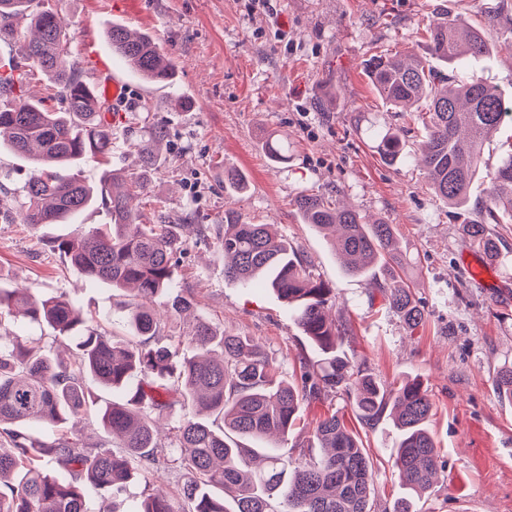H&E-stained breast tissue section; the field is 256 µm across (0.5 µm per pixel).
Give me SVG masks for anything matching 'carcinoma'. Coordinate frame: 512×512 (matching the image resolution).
<instances>
[{"mask_svg":"<svg viewBox=\"0 0 512 512\" xmlns=\"http://www.w3.org/2000/svg\"><path fill=\"white\" fill-rule=\"evenodd\" d=\"M29 21L33 36L21 57L0 55V148L34 163L19 190L18 206H0V219L18 220L36 229L67 224L96 201L111 223L71 238L50 240L47 251L87 279L114 290L134 292L127 327L136 341L108 336L64 297L34 298L28 288L0 289V309L35 323H46L74 345L72 358L51 356L39 339L0 335V512H86L85 496L100 495V512H120L119 498L136 475L171 469L185 480L177 496L155 494L139 512H376L372 465L359 435L333 413L317 421L310 448L316 456L297 459L270 453L265 466L248 468V444L275 448L293 430L301 405L342 392L353 400L366 426L390 412L400 432L393 467L402 493L385 512H416L413 501L433 487L443 462L429 428L433 402L419 381L389 385L353 364L337 346L345 327L330 320L335 289L309 270L307 261L270 224H254L237 211L224 212V223L206 226L224 251V276L248 285L266 276L291 311L303 335L319 351L318 360L299 358L300 375L291 381L270 364L265 350L247 336L224 333L198 318L192 328L161 343L154 305L161 300L177 315L193 309L194 297L176 287L174 268L198 232L194 224H172L157 208L152 223L132 203L148 197L152 174L162 158L166 128L147 118L138 130L136 172L105 173L102 196L63 167L89 157L112 156V104L89 93L82 68L68 62L73 36L49 0H0V44L8 47L18 23ZM428 58L399 59L374 54L365 71L382 101L407 111L421 100L426 141L415 156L431 190L462 219L470 242L495 262L502 243L488 225L498 213H512V152L486 173L488 188L479 219L472 220L470 188L482 176L481 150L487 134L512 115L504 92L476 73L465 80L432 65L467 67L483 59L488 47L482 28L437 14L426 25ZM112 52L143 78L158 84L174 79V68L146 34L114 25L107 32ZM54 88L53 108L28 94L35 72ZM379 153L389 163L404 162L403 130L376 134ZM270 160L288 162V148L274 137L266 143ZM244 174L227 169L224 184L234 192L246 187ZM295 206L303 223L324 231L341 226L331 242L344 269L362 276L373 267L385 272L379 284L389 304L410 329L423 310L411 287L395 280L401 261L394 225L369 224L356 211L338 207L318 194L302 193ZM104 388L125 391L129 399L101 411L111 443H84L68 427L96 406L84 378ZM499 398L512 402V363L494 376ZM165 411L174 425L169 442L156 437L152 413ZM222 417L215 428L202 413ZM57 429L50 440L26 433L30 422Z\"/></svg>","mask_w":512,"mask_h":512,"instance_id":"cac0c4a2","label":"carcinoma"}]
</instances>
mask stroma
Returning a JSON list of instances; mask_svg holds the SVG:
<instances>
[{
	"instance_id": "obj_1",
	"label": "stroma",
	"mask_w": 512,
	"mask_h": 512,
	"mask_svg": "<svg viewBox=\"0 0 512 512\" xmlns=\"http://www.w3.org/2000/svg\"><path fill=\"white\" fill-rule=\"evenodd\" d=\"M74 33L73 62L93 79L100 64L128 86L125 110L112 122V165L137 168L133 106L144 103L167 130L165 159L152 178L151 219L160 202L175 224H220L235 208L256 224H271L307 259L315 277L336 292L331 315L348 332L340 349L384 381L420 379L434 404L430 423L444 467L419 512H512V404L497 396L493 377L512 362V224L495 225L506 247L492 266L493 284L479 283L482 254L463 236L447 202L433 194L412 163L387 164L370 129H403L405 150L418 153L422 126L383 105L364 70L372 54H424V27L441 12L485 29L492 48L475 67L512 95V0H50ZM502 7L495 25L490 8ZM120 24L150 35L171 61L173 87L146 82L113 55L106 38ZM288 137V161L273 164L263 143ZM234 168L249 182L244 194L224 187ZM338 200L369 219L395 225L405 259L397 280L411 286L424 320L408 329L371 277L345 274L323 234L305 224L300 193ZM105 206L86 209L71 224L38 230L0 221V286L62 295L117 336L127 325V292L85 279L45 251L46 237H66L106 224ZM174 279L191 292L201 316L227 333L247 336L269 359L293 373L299 357L314 360L286 304L263 285L224 276L215 240H190ZM337 412L358 429L373 464L378 508L400 492L392 467L399 432L390 415L360 424L352 401L337 393L302 405L279 452L298 456L320 418Z\"/></svg>"
}]
</instances>
